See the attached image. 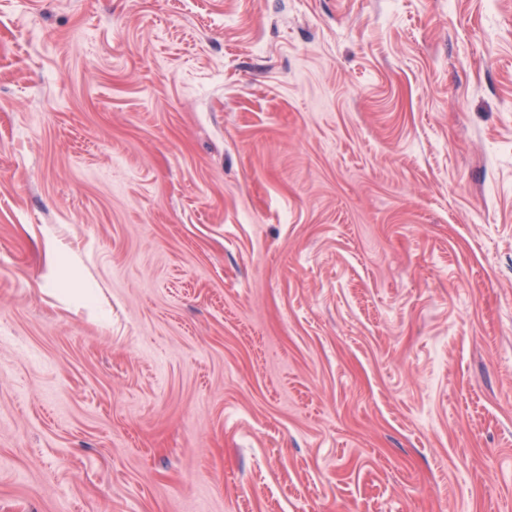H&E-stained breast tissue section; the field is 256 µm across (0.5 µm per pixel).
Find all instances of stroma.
Returning <instances> with one entry per match:
<instances>
[{
  "instance_id": "1",
  "label": "stroma",
  "mask_w": 512,
  "mask_h": 512,
  "mask_svg": "<svg viewBox=\"0 0 512 512\" xmlns=\"http://www.w3.org/2000/svg\"><path fill=\"white\" fill-rule=\"evenodd\" d=\"M0 512H512V0H0Z\"/></svg>"
}]
</instances>
